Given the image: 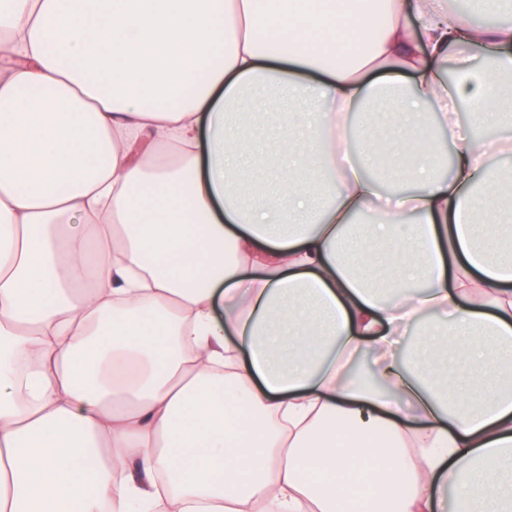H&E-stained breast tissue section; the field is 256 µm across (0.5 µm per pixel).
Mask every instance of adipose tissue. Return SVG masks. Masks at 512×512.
<instances>
[{
  "mask_svg": "<svg viewBox=\"0 0 512 512\" xmlns=\"http://www.w3.org/2000/svg\"><path fill=\"white\" fill-rule=\"evenodd\" d=\"M370 2L0 0V512H512V22Z\"/></svg>",
  "mask_w": 512,
  "mask_h": 512,
  "instance_id": "obj_1",
  "label": "adipose tissue"
}]
</instances>
